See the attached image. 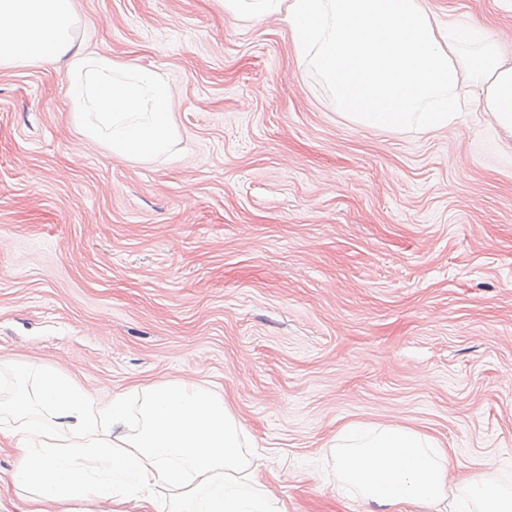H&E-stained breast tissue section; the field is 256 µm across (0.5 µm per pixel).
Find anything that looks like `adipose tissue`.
Listing matches in <instances>:
<instances>
[{"instance_id": "1", "label": "adipose tissue", "mask_w": 512, "mask_h": 512, "mask_svg": "<svg viewBox=\"0 0 512 512\" xmlns=\"http://www.w3.org/2000/svg\"><path fill=\"white\" fill-rule=\"evenodd\" d=\"M236 19L284 15L298 60L331 92L337 112L367 129L426 133L485 112L512 133V60L480 29L442 21L427 0H224ZM47 422L29 419L32 401ZM21 418L0 427L19 461L24 512H73L101 498L160 512L157 488L173 491L171 512H281L256 489L245 429L223 397L189 377L151 385L138 410L126 398L99 404L72 380L44 372L6 403ZM329 454L341 490L367 512H512V491L491 462L451 489L447 451L402 425L350 424Z\"/></svg>"}]
</instances>
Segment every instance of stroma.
Returning a JSON list of instances; mask_svg holds the SVG:
<instances>
[{
  "instance_id": "35a3bbf8",
  "label": "stroma",
  "mask_w": 512,
  "mask_h": 512,
  "mask_svg": "<svg viewBox=\"0 0 512 512\" xmlns=\"http://www.w3.org/2000/svg\"><path fill=\"white\" fill-rule=\"evenodd\" d=\"M75 46L159 73L178 155L72 121L70 57L0 69V382L108 402L190 375L224 396L288 512H366L324 461L364 420L435 438L451 485L512 487V139L345 120L289 26L220 0H74ZM512 57L504 0H429Z\"/></svg>"
}]
</instances>
